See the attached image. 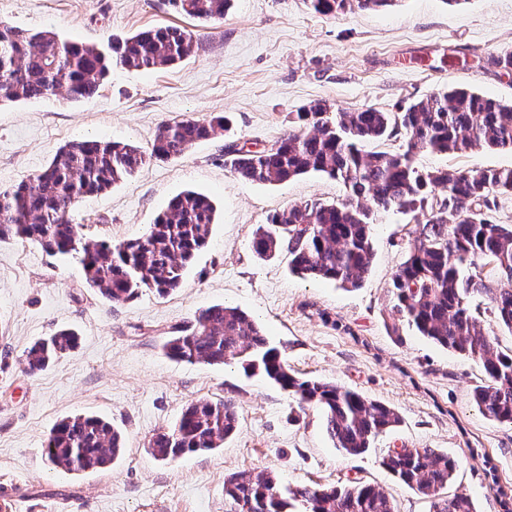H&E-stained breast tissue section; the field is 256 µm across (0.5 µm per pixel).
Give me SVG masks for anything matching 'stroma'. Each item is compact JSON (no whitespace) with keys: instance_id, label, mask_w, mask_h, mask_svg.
I'll return each mask as SVG.
<instances>
[{"instance_id":"obj_1","label":"stroma","mask_w":512,"mask_h":512,"mask_svg":"<svg viewBox=\"0 0 512 512\" xmlns=\"http://www.w3.org/2000/svg\"><path fill=\"white\" fill-rule=\"evenodd\" d=\"M0 22L90 45L167 25L197 40L193 56L168 68L113 66L99 92L78 102L62 92L0 102L2 189L29 180L75 140H119L147 151L164 122L231 119L223 135L146 165L71 212L85 236L117 243L143 236L179 192L211 196L217 222L210 243L169 296L145 291L113 304L89 288L78 260L29 242L0 244V501L15 500L17 512H230L225 476L264 470L290 485L357 478L389 495L397 512H427L424 500L380 464L390 449L407 445L457 458L449 493L469 494L477 512H500L489 486L512 488V426L485 419L476 407L479 365L408 328L391 336L385 324L403 259L396 242L413 225L411 214H373V261L359 287L299 278L287 253L257 258L253 232L287 206L342 201L343 185L317 173L245 183L225 166L224 147L270 146L314 101L333 111L393 112L464 87L512 102V75L485 62L512 52V0H397L386 10L336 17L315 14L303 0H233L223 20L210 23L176 14L168 0H0ZM416 163L508 169L512 152L423 150ZM215 303L255 316L295 372L384 402L400 425L369 453L350 458L333 447L319 413L299 412L279 387L237 368L165 356L172 328ZM65 327L78 332L77 348L37 375L26 373L25 350ZM227 396L240 420L222 448L169 463L148 453L150 436L188 404ZM84 413L121 428L125 453L107 470L60 473L45 456V441L57 421Z\"/></svg>"}]
</instances>
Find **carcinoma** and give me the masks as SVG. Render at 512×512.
Returning <instances> with one entry per match:
<instances>
[{"instance_id": "carcinoma-1", "label": "carcinoma", "mask_w": 512, "mask_h": 512, "mask_svg": "<svg viewBox=\"0 0 512 512\" xmlns=\"http://www.w3.org/2000/svg\"><path fill=\"white\" fill-rule=\"evenodd\" d=\"M232 0H169L172 9L201 22L224 18ZM395 0H305L314 13L335 17L379 9ZM191 33L173 26L145 28L107 46L62 41L49 30L30 32L0 24V101L38 99L63 88L77 101L96 94L112 63L137 70L173 66L195 53ZM297 126L274 144L252 151L224 146V164L244 182L274 184L314 172L343 183L339 203L304 202L275 212L258 225L252 251L260 259L288 253L292 272L357 287L368 273L375 211L414 214L402 262L392 277L391 335L402 323L441 347L466 355L481 368L473 397L491 422L512 425V349L504 350L471 300L486 301L495 322L512 332V224L494 217L498 197L512 195L511 169L423 170L422 149L443 153L475 147L512 151V103L479 93L438 90L397 112L362 107L329 112L313 102L296 112ZM227 116L182 119L159 126L151 152L123 142L73 141L60 147L29 182L0 190V242L22 240L79 260L86 281L105 300L125 303L148 289L164 297L180 288L196 254L205 248L216 207L204 193L173 197L140 238L111 243L85 237L70 212L85 196L133 176L151 160L181 157L227 130ZM402 137L401 152H366L367 142ZM78 333L62 328L24 351L25 371L36 375L73 350ZM165 355L189 364L241 365L292 396L300 409L319 411L326 435L349 457L365 454L400 423L387 404L322 379L301 377L263 328L237 307L208 306L163 343ZM239 413L232 398L189 404L169 427L148 440L150 454L172 461L187 453L224 447ZM124 451L121 432L102 418L77 414L58 421L45 443L49 462L65 472L111 466ZM381 465L415 490L429 512H477L466 493L445 492L459 466L435 448H393ZM234 512H396L371 484L286 485L271 473L224 479Z\"/></svg>"}]
</instances>
